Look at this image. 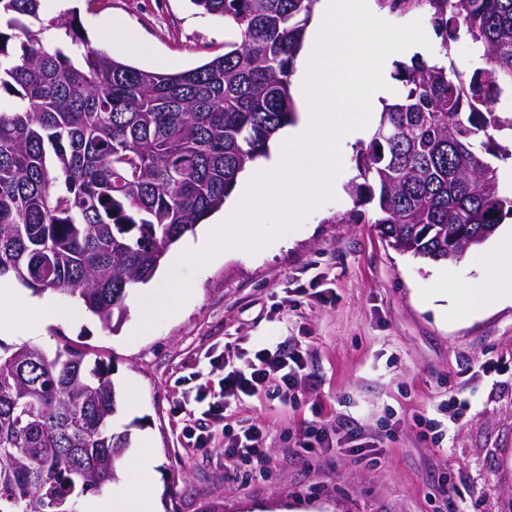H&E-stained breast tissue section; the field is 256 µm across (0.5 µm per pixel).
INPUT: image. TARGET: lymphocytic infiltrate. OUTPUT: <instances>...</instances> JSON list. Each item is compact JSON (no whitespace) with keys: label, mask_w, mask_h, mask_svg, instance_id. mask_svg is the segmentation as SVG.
<instances>
[{"label":"lymphocytic infiltrate","mask_w":512,"mask_h":512,"mask_svg":"<svg viewBox=\"0 0 512 512\" xmlns=\"http://www.w3.org/2000/svg\"><path fill=\"white\" fill-rule=\"evenodd\" d=\"M303 369L301 351L291 352L281 345L273 350L263 348L255 351L240 366L225 373L219 392L207 388L196 391L193 400L201 404L202 411L199 416L189 417L182 429L188 446L210 447L216 433L220 432L224 435L225 474L237 479L242 477L243 467L263 470L267 463L263 424L256 420H245L238 429L230 430L224 425V414L231 400L250 397L271 387L293 388Z\"/></svg>","instance_id":"lymphocytic-infiltrate-1"}]
</instances>
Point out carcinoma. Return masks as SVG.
Masks as SVG:
<instances>
[{
  "label": "carcinoma",
  "instance_id": "carcinoma-1",
  "mask_svg": "<svg viewBox=\"0 0 512 512\" xmlns=\"http://www.w3.org/2000/svg\"><path fill=\"white\" fill-rule=\"evenodd\" d=\"M317 0H191L224 19V53L183 71L93 47L43 0H0V283L77 302L117 329L128 290L224 206L238 176L295 122L291 74ZM428 7L446 62L397 69L355 154L356 208L393 249L456 262L512 216L499 163L512 147V0H390ZM65 28L70 43L48 39ZM482 64L449 59L461 36ZM372 204L370 220L361 207ZM68 342L0 345V512H78L117 480L131 433L114 429L110 365Z\"/></svg>",
  "mask_w": 512,
  "mask_h": 512
}]
</instances>
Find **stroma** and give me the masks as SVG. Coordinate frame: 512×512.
<instances>
[{
	"instance_id": "stroma-1",
	"label": "stroma",
	"mask_w": 512,
	"mask_h": 512,
	"mask_svg": "<svg viewBox=\"0 0 512 512\" xmlns=\"http://www.w3.org/2000/svg\"><path fill=\"white\" fill-rule=\"evenodd\" d=\"M48 12L76 16L93 47L151 70L191 68L231 38L223 19L190 0H51ZM116 24L134 40L113 43ZM352 207L348 191L337 192L257 252L216 255L196 273L194 298L135 343L132 307L116 333L67 301L68 320L45 326L48 350L64 338L111 364L114 427L131 433L127 455L150 452L162 512H278L295 502L314 512H512V305L438 322L421 296L473 270L393 250L371 223L373 206L368 223H336ZM280 343L304 354L296 388L243 398L227 419L264 424L270 466L260 478H228L223 436L189 448L178 407L186 392L218 388L247 354ZM317 417L333 433L357 428L377 460L307 456L304 431ZM429 419L447 425L442 442L422 436ZM444 478L461 505L440 494Z\"/></svg>"
}]
</instances>
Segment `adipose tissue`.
Instances as JSON below:
<instances>
[{
    "label": "adipose tissue",
    "instance_id": "ef3b65f1",
    "mask_svg": "<svg viewBox=\"0 0 512 512\" xmlns=\"http://www.w3.org/2000/svg\"><path fill=\"white\" fill-rule=\"evenodd\" d=\"M512 255V234L501 232L491 251L468 254L467 260L479 275L460 287L439 293L434 309L439 318H456L459 306H466L475 316L502 303L512 304V265L503 263L504 255ZM29 316V335H39L44 323L65 320L67 314L48 297H38L13 285H0V331L9 330L16 310ZM128 483L125 490L112 498L98 500L93 512H159L157 479L149 457L141 456L126 462Z\"/></svg>",
    "mask_w": 512,
    "mask_h": 512
}]
</instances>
